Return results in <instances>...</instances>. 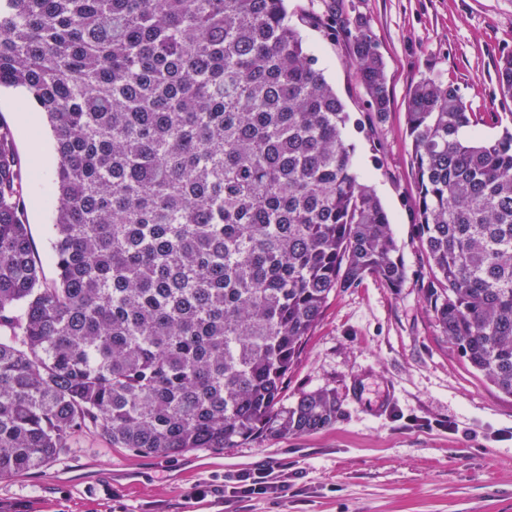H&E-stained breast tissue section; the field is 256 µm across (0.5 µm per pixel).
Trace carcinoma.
<instances>
[{
	"label": "carcinoma",
	"mask_w": 512,
	"mask_h": 512,
	"mask_svg": "<svg viewBox=\"0 0 512 512\" xmlns=\"http://www.w3.org/2000/svg\"><path fill=\"white\" fill-rule=\"evenodd\" d=\"M341 11L381 120L383 58ZM497 83L512 100V54ZM2 86L54 133L57 277L0 123V479L87 431L167 457L333 425L328 389L284 403L288 370L332 293L406 270L286 0H0ZM491 120L438 77L407 93L426 300L512 396V128L475 133ZM54 211L46 205L33 206L27 211L28 229L35 250L42 259L43 274L47 281L56 278V268L48 255L54 238Z\"/></svg>",
	"instance_id": "cac0c4a2"
}]
</instances>
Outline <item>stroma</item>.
<instances>
[{
	"instance_id": "35a3bbf8",
	"label": "stroma",
	"mask_w": 512,
	"mask_h": 512,
	"mask_svg": "<svg viewBox=\"0 0 512 512\" xmlns=\"http://www.w3.org/2000/svg\"><path fill=\"white\" fill-rule=\"evenodd\" d=\"M331 0H288L301 33L352 120H366V92L344 35L332 36ZM374 34L391 106L368 132L349 128L361 178L386 207L407 277L390 288L369 276L333 293L288 372V400L329 389L341 404L332 426L235 448L155 457L112 447L92 433L47 466L0 480V512H512V396L460 356L426 299L427 259L414 227L417 176L407 132V93L429 76L458 87L475 112L502 103L497 65L512 53V0H348ZM20 89L0 90V121L39 195L54 192L56 157L47 120L30 130ZM29 233L48 255L54 211L27 212ZM271 471L287 487L266 497L211 493L225 476Z\"/></svg>"
}]
</instances>
